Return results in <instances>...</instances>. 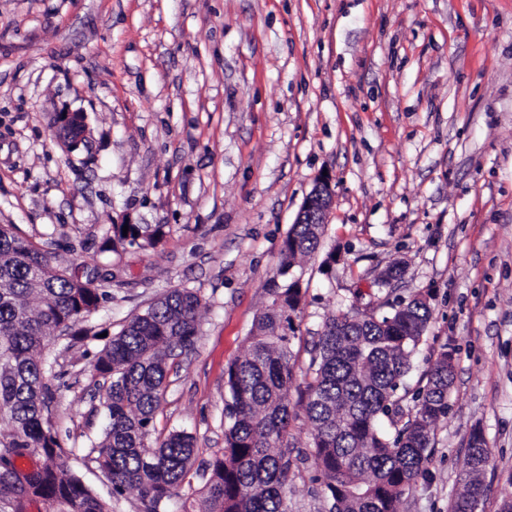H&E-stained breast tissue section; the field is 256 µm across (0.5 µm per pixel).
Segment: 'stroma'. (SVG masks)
Instances as JSON below:
<instances>
[{
  "instance_id": "stroma-1",
  "label": "stroma",
  "mask_w": 512,
  "mask_h": 512,
  "mask_svg": "<svg viewBox=\"0 0 512 512\" xmlns=\"http://www.w3.org/2000/svg\"><path fill=\"white\" fill-rule=\"evenodd\" d=\"M65 107L89 128L72 157L52 125ZM324 173L320 246L294 266L308 285L297 371L325 320L366 304L404 260L399 294L432 311L411 377L444 347L455 375L399 512H449L475 426L493 457L477 512H500L512 500V0H0V224L53 265L121 269L84 323L91 337L44 350L64 462L109 512L143 507L89 455L104 426L103 333L170 289L198 293L199 336L171 362L154 425L192 434L196 464L211 459L224 368L244 355ZM123 222L162 225L164 239L104 249ZM291 433L302 456L288 508L327 512L305 413Z\"/></svg>"
}]
</instances>
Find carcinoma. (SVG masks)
<instances>
[{"instance_id":"obj_1","label":"carcinoma","mask_w":512,"mask_h":512,"mask_svg":"<svg viewBox=\"0 0 512 512\" xmlns=\"http://www.w3.org/2000/svg\"><path fill=\"white\" fill-rule=\"evenodd\" d=\"M321 224H293L268 280V303L244 339L245 355L224 372V447L209 460L201 496L185 497L182 512H288L296 414L292 339L304 292L289 273L299 256L320 245ZM162 228L112 225V250H149ZM110 269L77 277L54 266L33 242L0 225V503L22 512L41 500L55 512H107V505L64 464L65 449L44 410L52 399L42 357L45 341L96 310ZM198 294L174 288L133 315L99 351L93 369L108 382V424L93 461L112 476V492L137 491L143 512H166L194 463V437L172 431L149 445L165 392L168 362L197 341ZM432 312L427 298H390L379 291L363 310H341L324 325L306 375L304 411L313 427L319 495L329 512H398L404 492L424 472L432 452L431 425L448 414L454 366L448 349L436 354L424 386L406 410L399 390L420 351ZM462 489L451 512H476L480 475L491 449L479 428L468 435ZM36 456L23 470L18 461Z\"/></svg>"}]
</instances>
